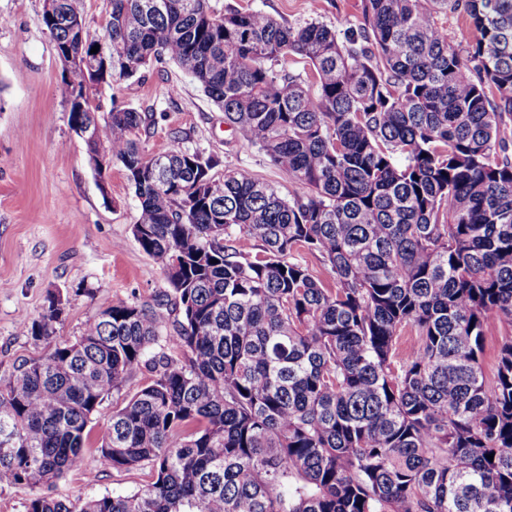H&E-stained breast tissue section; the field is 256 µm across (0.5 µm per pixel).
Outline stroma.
Returning a JSON list of instances; mask_svg holds the SVG:
<instances>
[{
  "label": "stroma",
  "instance_id": "1",
  "mask_svg": "<svg viewBox=\"0 0 512 512\" xmlns=\"http://www.w3.org/2000/svg\"><path fill=\"white\" fill-rule=\"evenodd\" d=\"M44 0H0V383L23 361L46 356L55 344L77 339L98 311L113 301L153 304L169 283L139 248L132 225L139 202L123 166L113 162L99 181L84 141L72 132L63 69L42 22ZM219 13L260 11L292 26L316 21L344 33L363 22L362 0H209ZM101 112L133 108L151 126L141 143L150 153L175 138L217 158L223 168H244L285 198L302 189L268 157L229 130L224 113L175 63L153 64L142 77L101 86ZM62 293L65 313L51 340L33 341L23 327L38 319L51 293ZM150 381L134 371L122 391L94 413L85 447L86 468L65 474L53 496L86 500L132 494L152 480L150 467H98L99 439L113 411Z\"/></svg>",
  "mask_w": 512,
  "mask_h": 512
}]
</instances>
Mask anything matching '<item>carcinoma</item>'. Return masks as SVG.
I'll return each mask as SVG.
<instances>
[{
  "mask_svg": "<svg viewBox=\"0 0 512 512\" xmlns=\"http://www.w3.org/2000/svg\"><path fill=\"white\" fill-rule=\"evenodd\" d=\"M58 2L42 14L57 54L112 49L106 73L66 70L87 105L69 122L98 114L95 86L167 57L304 192L178 143L152 155L134 109L102 117L173 308L112 303L0 385V486L27 490L26 512H512V334L493 384L481 368L491 324L512 328V0H365L342 38L207 0H112L82 44L80 0ZM290 55L316 92L268 66ZM62 314L52 295L25 330L48 340ZM141 367L154 377L113 411L98 465L152 481L48 493Z\"/></svg>",
  "mask_w": 512,
  "mask_h": 512,
  "instance_id": "cac0c4a2",
  "label": "carcinoma"
}]
</instances>
